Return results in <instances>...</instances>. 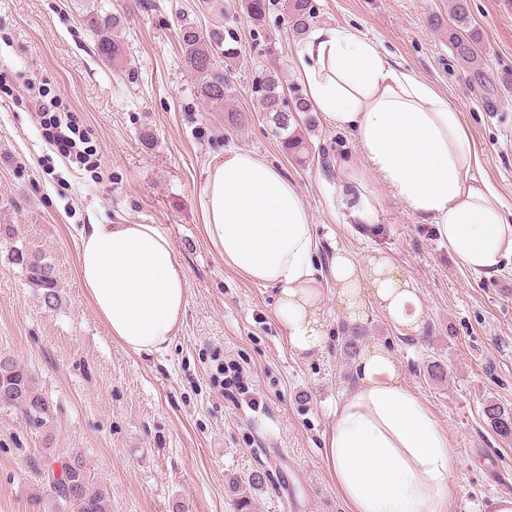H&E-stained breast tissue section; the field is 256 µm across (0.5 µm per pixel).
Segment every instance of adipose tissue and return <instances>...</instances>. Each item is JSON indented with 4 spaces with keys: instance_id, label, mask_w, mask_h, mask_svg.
<instances>
[{
    "instance_id": "obj_1",
    "label": "adipose tissue",
    "mask_w": 512,
    "mask_h": 512,
    "mask_svg": "<svg viewBox=\"0 0 512 512\" xmlns=\"http://www.w3.org/2000/svg\"><path fill=\"white\" fill-rule=\"evenodd\" d=\"M306 93L327 125L351 131L365 160L340 186L359 224L378 221L365 173L438 238L464 268L497 273L512 257V210L485 180L460 110L352 28L317 29L298 53ZM204 230L227 267L274 289L275 317L298 355L322 351L324 293L317 242L304 203L281 170L229 151L207 167ZM342 316L359 322L368 301L409 334L425 319L415 285L384 256L331 261ZM78 275L90 304L124 348L168 349L181 331L188 282L170 239L154 224H87ZM357 381L334 412L324 463L349 512H450L456 457L433 412L385 349L360 352Z\"/></svg>"
}]
</instances>
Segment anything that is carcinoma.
<instances>
[{
	"label": "carcinoma",
	"mask_w": 512,
	"mask_h": 512,
	"mask_svg": "<svg viewBox=\"0 0 512 512\" xmlns=\"http://www.w3.org/2000/svg\"><path fill=\"white\" fill-rule=\"evenodd\" d=\"M288 26L297 34L309 29L313 19L311 0H285ZM449 14L453 27L448 29V42L456 57L470 65L480 63L478 46L481 33L472 24L467 0H450ZM122 18L117 14L106 13L93 20L97 33V51L103 60L111 63L123 53L115 31ZM179 39L186 66L195 76L200 98L213 106L223 107L224 98L231 90L230 71L224 68L225 60L237 54L236 48L226 44L220 30L214 28L204 32L192 22H184L179 31ZM260 103L264 112L271 116L279 130L286 131L297 116L313 111L306 99L297 96L292 104H285L274 79L264 81L260 89ZM12 264L21 267L28 282L38 291L43 304L53 309L58 306L59 292L55 268L44 259L24 249L11 250ZM361 336L359 331H346L340 344V352L346 358L357 354ZM9 393L8 409L21 413L32 427H46L50 417L49 402L38 388L33 376L13 357L0 360V390ZM483 415L491 429L502 437L512 436V410L497 403L485 405ZM68 466L67 481L50 483L48 488L31 498L33 512H48L47 505L54 512H110V496L106 488L92 483L86 464L80 455L69 457L64 462Z\"/></svg>",
	"instance_id": "carcinoma-1"
}]
</instances>
